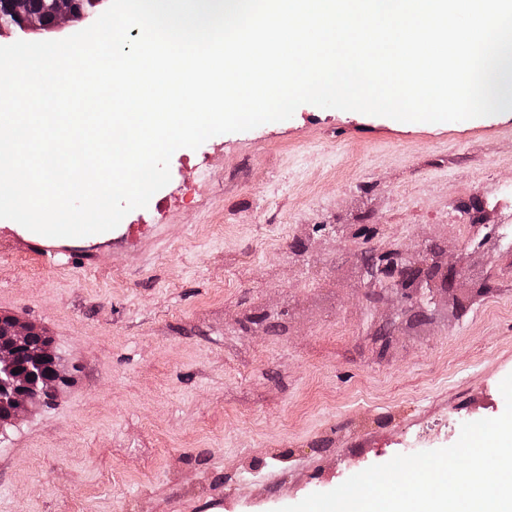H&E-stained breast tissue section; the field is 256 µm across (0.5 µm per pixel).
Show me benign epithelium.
Segmentation results:
<instances>
[{"instance_id": "obj_1", "label": "benign epithelium", "mask_w": 512, "mask_h": 512, "mask_svg": "<svg viewBox=\"0 0 512 512\" xmlns=\"http://www.w3.org/2000/svg\"><path fill=\"white\" fill-rule=\"evenodd\" d=\"M49 17L31 10V0H0V35L16 29L24 32H53L84 19L73 0H43ZM373 269L370 287L394 289L422 305L435 301L436 280L453 289L455 272L440 274L436 257L421 260L398 251L382 252ZM70 376L65 358L53 341L33 324L0 314V437L33 406H48L59 397Z\"/></svg>"}]
</instances>
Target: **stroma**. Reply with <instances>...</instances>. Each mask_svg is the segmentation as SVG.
<instances>
[{"label":"stroma","mask_w":512,"mask_h":512,"mask_svg":"<svg viewBox=\"0 0 512 512\" xmlns=\"http://www.w3.org/2000/svg\"><path fill=\"white\" fill-rule=\"evenodd\" d=\"M170 174L108 237L0 222V312L79 366L0 441V512H277L503 413L512 111L304 104ZM389 249L455 267L463 314L373 300L364 260Z\"/></svg>","instance_id":"obj_1"}]
</instances>
